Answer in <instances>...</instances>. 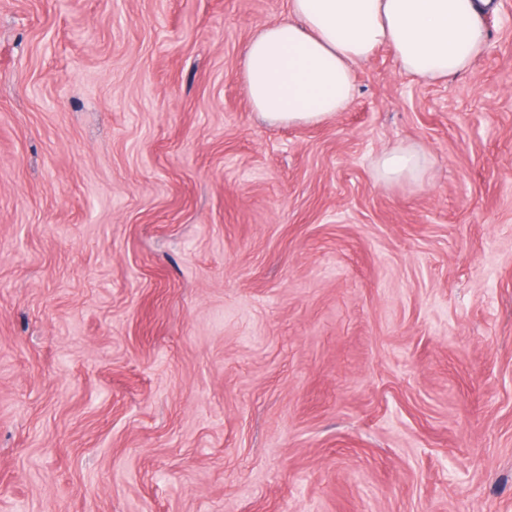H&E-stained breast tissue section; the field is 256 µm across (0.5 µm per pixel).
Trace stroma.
I'll list each match as a JSON object with an SVG mask.
<instances>
[{"label": "stroma", "mask_w": 512, "mask_h": 512, "mask_svg": "<svg viewBox=\"0 0 512 512\" xmlns=\"http://www.w3.org/2000/svg\"><path fill=\"white\" fill-rule=\"evenodd\" d=\"M499 3L284 126L241 68L289 0H0V512H512ZM377 175L384 182L417 181L424 168V157L414 149L384 152L377 160Z\"/></svg>", "instance_id": "stroma-1"}]
</instances>
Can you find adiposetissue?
Masks as SVG:
<instances>
[{
    "instance_id": "1",
    "label": "adipose tissue",
    "mask_w": 512,
    "mask_h": 512,
    "mask_svg": "<svg viewBox=\"0 0 512 512\" xmlns=\"http://www.w3.org/2000/svg\"><path fill=\"white\" fill-rule=\"evenodd\" d=\"M495 0H290L288 20L248 42L242 77L249 102L266 121L317 124L355 97L354 68L383 46L400 69L438 81L468 70L488 46L484 25ZM424 157L392 150L377 160L385 182L418 180Z\"/></svg>"
}]
</instances>
